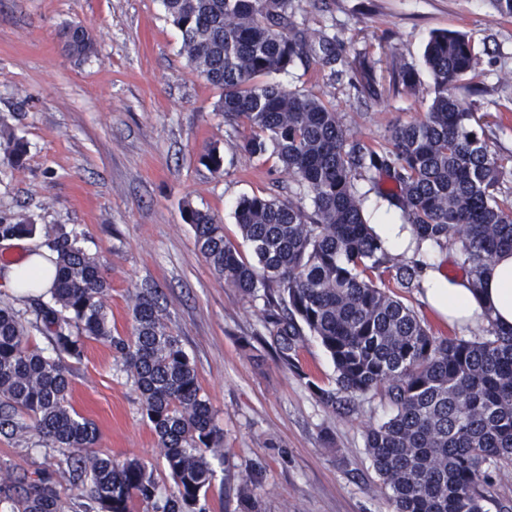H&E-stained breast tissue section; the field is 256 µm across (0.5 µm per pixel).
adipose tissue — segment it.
Listing matches in <instances>:
<instances>
[{
  "instance_id": "adipose-tissue-1",
  "label": "adipose tissue",
  "mask_w": 512,
  "mask_h": 512,
  "mask_svg": "<svg viewBox=\"0 0 512 512\" xmlns=\"http://www.w3.org/2000/svg\"><path fill=\"white\" fill-rule=\"evenodd\" d=\"M385 246L395 252H408L425 257L428 243L417 242L410 225L396 218L380 216L374 226ZM51 251L26 252L21 261L11 263L0 280L16 295L45 294L53 286L55 268ZM421 286L430 308L449 325L457 328L491 324L498 330H512V252L500 254L481 276L480 286H473L468 277H443L423 269Z\"/></svg>"
}]
</instances>
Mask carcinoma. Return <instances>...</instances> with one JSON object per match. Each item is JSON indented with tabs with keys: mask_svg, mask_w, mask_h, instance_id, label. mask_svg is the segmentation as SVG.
Wrapping results in <instances>:
<instances>
[{
	"mask_svg": "<svg viewBox=\"0 0 512 512\" xmlns=\"http://www.w3.org/2000/svg\"><path fill=\"white\" fill-rule=\"evenodd\" d=\"M181 32V52L193 69L222 89L224 121L244 126L239 149L275 156L311 196L312 210L290 201L242 198L235 223L252 248L244 256L224 234L221 218L184 203L195 246L225 285L242 296L263 293L264 343L278 361L305 378L300 352L306 334L318 337L336 369V388L311 384L336 409L355 395L382 391L395 414L371 428L366 448L394 512H485L490 468H512V331L489 325L474 339L438 338L390 291L420 287L418 265L393 264L366 223L356 181L383 173L396 185L388 195L416 237L443 248L460 245L473 280L503 249L512 251V199L501 198L503 167L488 149L480 119L460 102L455 85L477 77V53L458 30L431 34L425 62L434 99L418 121L396 125L391 147L351 140L338 113L312 92L290 91L259 78L285 73L311 48L291 21V0H163ZM68 55L95 51L79 24L58 33ZM15 160L23 144L0 129ZM35 225L0 220V241L30 235ZM50 301L30 299L31 317L0 307V431L17 434L32 422L59 449L62 462L90 479L101 512H209L212 461L224 458L217 425L194 362L168 330L155 288L133 295V333L112 335L104 299L109 291L97 259L61 232ZM50 334L57 358L30 345L31 330ZM108 342L134 378L142 410L158 439L176 491L156 498L152 470L94 450L95 424L71 402L65 359L79 360L85 342ZM253 474L238 489L244 512H257ZM0 482L10 512H64L48 476Z\"/></svg>",
	"mask_w": 512,
	"mask_h": 512,
	"instance_id": "carcinoma-1",
	"label": "carcinoma"
}]
</instances>
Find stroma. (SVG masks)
Instances as JSON below:
<instances>
[{"mask_svg": "<svg viewBox=\"0 0 512 512\" xmlns=\"http://www.w3.org/2000/svg\"><path fill=\"white\" fill-rule=\"evenodd\" d=\"M292 20L335 38L338 60L310 56L271 83L312 91L332 105L351 137L387 147L395 125L419 120L434 96L423 63L432 31L459 29L476 45L480 94L470 80L456 94L476 102L512 194V23L487 0H292ZM88 27L96 52L78 61L58 31ZM415 75L408 90L398 68ZM208 84L181 52V33L162 0H0V127L25 146L21 161L0 149V216L36 225L27 242L44 247L77 235L110 284L104 300L113 335L132 334L134 293L157 288L167 325L180 336L224 432L226 463L216 464L210 512H240L228 491L246 471L257 476L259 512H392L367 453L370 427L394 408L383 393L354 397L353 411L323 406L309 382L335 383L333 362L308 337V379L283 367L255 339L263 301L225 285L195 247L183 202L217 214L227 238L251 249L238 230L240 198L274 196L311 208L310 197L276 159L241 152V127L225 123ZM223 173L200 161L210 148ZM432 335L472 339L484 326L457 329L428 308L421 290L405 294ZM74 407L99 432L98 451L138 459L154 472L159 497L175 484L141 410L134 380L109 343L89 341L69 363ZM49 475L65 512H99L88 478L61 464L34 429L0 434V479Z\"/></svg>", "mask_w": 512, "mask_h": 512, "instance_id": "stroma-1", "label": "stroma"}]
</instances>
